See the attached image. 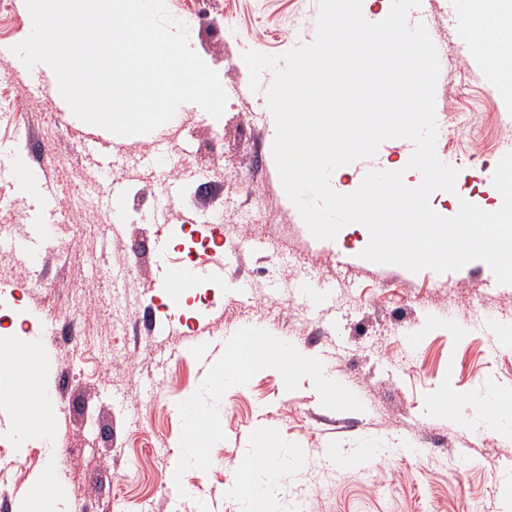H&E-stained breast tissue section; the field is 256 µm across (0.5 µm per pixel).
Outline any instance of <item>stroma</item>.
Here are the masks:
<instances>
[{
    "instance_id": "obj_1",
    "label": "stroma",
    "mask_w": 512,
    "mask_h": 512,
    "mask_svg": "<svg viewBox=\"0 0 512 512\" xmlns=\"http://www.w3.org/2000/svg\"><path fill=\"white\" fill-rule=\"evenodd\" d=\"M448 0H427L433 41L453 49L441 73L448 99L435 108L442 130L439 148L457 159L459 194L438 190L429 202L438 214H454L457 195L494 211L499 192L481 176L512 148V96L496 92L486 56L463 54L465 29L448 21ZM182 24L190 47L214 70L226 93L223 126L214 129L198 104H181V119L147 134L119 136L78 119L46 73L29 74L11 48L32 28L25 0H0V157L47 167L56 187L55 253L39 266L0 269V283L19 293L21 314L0 317V344L20 346L32 329L60 337L64 324L81 326L86 347L54 349L47 385L61 374L74 389L51 400L44 428L62 457L55 484L41 478L53 461L39 434L21 439L14 424L15 374L0 367V473L10 512H197L217 501V512H238L230 481L242 449L257 428L281 442L308 449L307 465L284 473L267 489L275 503L302 499L305 512H512V439L465 420L429 410L451 392L487 408L492 389L512 387V344L488 345V320L512 325V284L498 283L489 265L474 260L442 274L417 273L361 258L366 230L344 226L332 240L314 238L287 197L272 155L274 118L266 92L274 74L265 70L258 90L249 87L242 59L247 50L276 56L315 37L318 0H165ZM472 112L492 127L496 143L475 150L450 129L456 112ZM107 141L112 177L128 192L126 228L112 234L102 204L105 185L87 141ZM168 147L181 193L162 202L163 179L151 159ZM412 146L383 142L374 158L336 169L332 189L359 187L384 161L406 165ZM223 181L226 191L211 212L222 215L227 234L242 241L227 250L232 270L248 284L246 299L217 287L212 305L186 297L167 306L161 289L145 291L153 276L155 213L182 226L171 256L185 262L194 232L190 220L207 212L193 202L198 188ZM85 197L83 210L67 206ZM328 285L322 312L295 295L298 282ZM153 307L152 334H137L130 307ZM258 324L286 335L296 350L321 358L340 383L344 401L324 403L308 373L282 379L273 368L250 376L244 387L211 389L192 352L201 338L221 339ZM201 400L218 431L208 445L204 470L180 463L185 423L181 405ZM373 435L385 455L362 470L336 460L335 482L322 479V451L352 448ZM419 458L396 455L413 437Z\"/></svg>"
}]
</instances>
